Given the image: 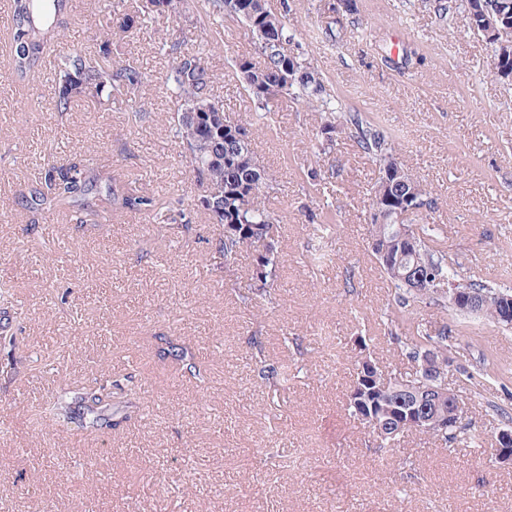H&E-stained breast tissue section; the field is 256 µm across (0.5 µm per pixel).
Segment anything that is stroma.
Here are the masks:
<instances>
[{
  "mask_svg": "<svg viewBox=\"0 0 512 512\" xmlns=\"http://www.w3.org/2000/svg\"><path fill=\"white\" fill-rule=\"evenodd\" d=\"M294 0V45L323 78L338 113L357 112L392 139L426 181L430 223L456 279L512 288V84L492 77V52L463 13L436 16L430 0ZM169 21L218 74L226 114L250 121L282 233L275 298L243 305L252 249L216 254L224 227L195 201L171 131L169 60L150 27L112 42L141 87L55 106L56 73L11 77L8 0H0V336L23 337L14 372H0V512H512V467L488 460L512 425V330L424 301L398 320L394 290L371 253L369 190L376 165L348 134L331 148L328 113L285 99L251 112L236 64L257 60L240 22H216L205 0ZM95 0H73L70 48L94 50ZM341 21L340 38L325 35ZM109 167L125 192H150L170 222L116 211L110 221L35 212L19 193L45 185L50 162ZM316 170L310 180L308 170ZM330 208L333 228L312 241L306 217ZM327 259L313 260V251ZM420 324L447 330L456 368L447 383L481 431L479 447L448 450L410 432L380 447L346 410L359 351L387 375L410 369L400 342ZM189 344L200 376L160 361L157 337ZM289 366L277 388L258 359ZM105 387L135 414L80 437L39 420L61 380Z\"/></svg>",
  "mask_w": 512,
  "mask_h": 512,
  "instance_id": "stroma-1",
  "label": "stroma"
}]
</instances>
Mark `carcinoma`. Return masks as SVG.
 I'll return each instance as SVG.
<instances>
[{
  "instance_id": "carcinoma-1",
  "label": "carcinoma",
  "mask_w": 512,
  "mask_h": 512,
  "mask_svg": "<svg viewBox=\"0 0 512 512\" xmlns=\"http://www.w3.org/2000/svg\"><path fill=\"white\" fill-rule=\"evenodd\" d=\"M126 0H100V39L96 53L73 49L56 56L58 72L56 108L59 112L70 109L71 103L82 97H93L109 102L112 91L120 88L136 89L143 83L142 73L132 64L112 58V37H127L139 24L138 17L124 9ZM71 0H10V27L12 31L13 78L30 82L42 71L45 52L59 46L68 28ZM259 15L256 26L250 31L258 41L257 51L264 58L261 67L254 71L278 86L281 97L299 98L308 104L322 107L327 104L329 93L323 79L302 56L294 57L284 45L294 39L288 25L292 8L289 0H282L281 11L272 10L268 0H254ZM434 11L450 15L457 11L465 14L469 29L491 46L495 75L503 80L512 79V48L505 50L496 40L485 36L486 20L500 17L512 23V0H435ZM263 26L277 29L280 35L270 43L259 35ZM160 50L170 60L166 78L174 97L173 137L184 150L186 167L196 185H208L212 190V205L206 214L214 224L238 220L244 231L224 234L215 242V251L228 262L237 258L243 248L256 253L252 270L254 290L270 299L279 264L278 238L281 224L275 211L261 205V198L269 189V177L259 165L252 148V138L241 142L236 139L240 131H248L246 125L224 121L219 117L211 121L202 117L203 108L219 104L213 94L217 77L208 67L201 53L185 48L184 41L171 35L162 41ZM237 76L256 112L268 113L272 102L253 89L249 74L237 64ZM350 125V133L362 152L378 165V175L371 187V204L385 199L389 210L387 222H371L370 238L372 253L382 272L394 286L399 307L404 313L413 314L414 304L423 300L440 302L446 295L439 293L453 285V265L448 253L439 247L440 229L435 224H412L411 233L417 240L414 249L394 231L396 212L411 211L415 216L426 217L436 209V200L421 180L414 177L397 160L389 136L371 126L358 114L343 116ZM49 192L30 190L23 195L26 206L43 211L53 210L56 203L66 201L76 207L75 213L91 215L93 197L105 194L112 197L117 210L150 211L155 207L154 197L146 194L128 195L118 192L106 181L102 171L92 163L53 164L46 175ZM426 280V287L414 290L401 279L405 273ZM484 298L485 317L495 320L501 309L502 288H495L481 280L472 279L464 284ZM160 350V357L170 359L190 374H200V366L188 349L170 340ZM437 345L448 350V330L435 336L416 328L409 343L401 349L402 355L415 363L413 375L402 379L383 378L366 389L367 402L384 408L383 418L389 417L390 408L397 405L401 388L422 381L421 354L427 346ZM259 374L273 386L285 387L292 374L287 366L260 362ZM430 422L418 429L448 445L475 444L481 433L466 424H448L440 430L434 423L442 420L441 410L428 401ZM49 415L67 429L77 432H96L112 426V393L105 388H88L69 383L58 386L49 401Z\"/></svg>"
}]
</instances>
